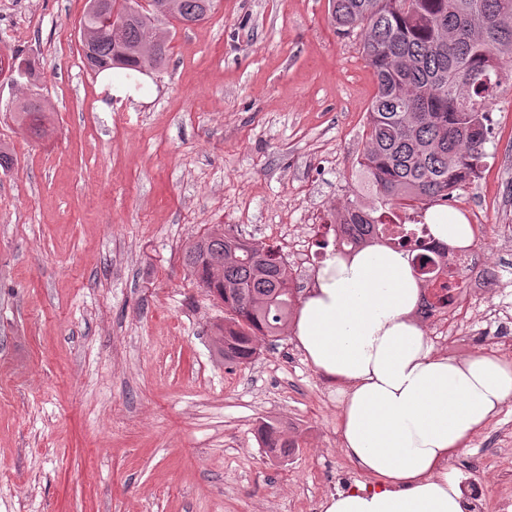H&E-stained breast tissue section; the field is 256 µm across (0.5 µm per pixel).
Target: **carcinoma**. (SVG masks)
Here are the masks:
<instances>
[{
  "label": "carcinoma",
  "instance_id": "obj_1",
  "mask_svg": "<svg viewBox=\"0 0 512 512\" xmlns=\"http://www.w3.org/2000/svg\"><path fill=\"white\" fill-rule=\"evenodd\" d=\"M116 31L101 25L87 8L81 29L96 30L95 72L160 69L166 42L154 48L155 23L171 19L182 26L206 19L213 0H112ZM331 20L344 34L362 37V54L373 72L376 92L367 110L359 172L377 204L349 200L328 214L334 240L322 250L345 257L381 242L383 224H419L425 205L446 202L454 190L477 175L491 127L489 112L497 88L512 85V0H330ZM37 92L18 105L15 120L44 110ZM409 238L398 251L411 257L414 274L448 252L436 240L429 252ZM191 274L224 303L227 317L213 342L224 360L244 363L261 337L282 332L290 315L293 276L288 261L270 246H251L231 228L214 229L185 249ZM264 447L292 448L280 424L262 427Z\"/></svg>",
  "mask_w": 512,
  "mask_h": 512
}]
</instances>
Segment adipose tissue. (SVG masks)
Returning <instances> with one entry per match:
<instances>
[{
    "instance_id": "1",
    "label": "adipose tissue",
    "mask_w": 512,
    "mask_h": 512,
    "mask_svg": "<svg viewBox=\"0 0 512 512\" xmlns=\"http://www.w3.org/2000/svg\"><path fill=\"white\" fill-rule=\"evenodd\" d=\"M425 222L439 241H474L460 214L433 208ZM419 295L409 256L374 245L329 256L297 311V346L336 382L343 452L367 476L324 512H463L449 463L512 401V361L436 354L411 317Z\"/></svg>"
}]
</instances>
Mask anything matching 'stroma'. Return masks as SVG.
Here are the masks:
<instances>
[{"label": "stroma", "instance_id": "stroma-1", "mask_svg": "<svg viewBox=\"0 0 512 512\" xmlns=\"http://www.w3.org/2000/svg\"><path fill=\"white\" fill-rule=\"evenodd\" d=\"M87 0H0V55L39 68L48 133L11 117L28 92L0 77V512H322L361 479L342 451L338 386L291 331L230 364L213 347L224 307L183 264L215 225L279 247L297 298L321 257L315 230L360 183L376 91L359 34L328 0H215L164 24L155 75L114 97L85 66ZM478 175L447 209L475 229L457 333L512 309V88L490 112ZM279 422L295 442L264 448ZM484 456L512 488V401L450 462Z\"/></svg>", "mask_w": 512, "mask_h": 512}]
</instances>
